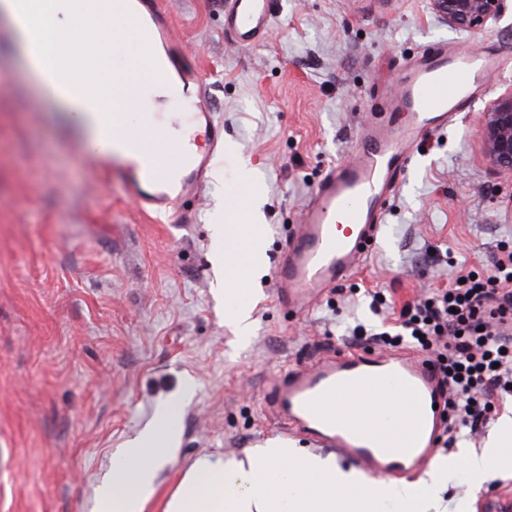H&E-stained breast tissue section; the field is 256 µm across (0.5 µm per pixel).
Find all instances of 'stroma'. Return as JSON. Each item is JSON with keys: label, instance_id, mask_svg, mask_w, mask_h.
I'll return each instance as SVG.
<instances>
[{"label": "stroma", "instance_id": "obj_1", "mask_svg": "<svg viewBox=\"0 0 512 512\" xmlns=\"http://www.w3.org/2000/svg\"><path fill=\"white\" fill-rule=\"evenodd\" d=\"M226 0H164L183 63L200 68L224 122V150L202 193L156 219L129 195L128 166L92 160L26 70L0 21V512H95L119 448L157 407L192 388L177 460L148 512H162L200 454L244 458L279 439L268 392L288 369L358 347L348 325L378 328L386 309L467 270L490 271L512 246V177L484 161L482 114L512 90V7L480 38L449 29L425 0H273L260 43L224 33ZM495 48L497 68L471 112L425 138L385 202L382 231L349 276L296 313L275 275L304 206L330 165L349 159L371 113L432 46ZM264 248L229 276L216 254L224 206L242 178ZM249 302L240 336L229 313ZM433 512H512V472L474 488L455 470Z\"/></svg>", "mask_w": 512, "mask_h": 512}]
</instances>
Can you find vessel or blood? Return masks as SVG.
<instances>
[{
    "mask_svg": "<svg viewBox=\"0 0 512 512\" xmlns=\"http://www.w3.org/2000/svg\"><path fill=\"white\" fill-rule=\"evenodd\" d=\"M125 5V34L141 39L142 52L129 69L114 74V109L103 113L102 131L108 138L124 129L121 143L136 158L128 175L130 194L141 210L165 214L207 184L211 160L224 148V124L204 99L201 75L177 63V42L162 0H125ZM270 19V0H227L224 31L239 44L251 45L262 39ZM494 69L491 52L471 55L440 46L409 65L399 93L386 104L388 119L366 122L353 155L329 168L312 192L277 265L276 276L286 286L283 304L302 311L322 290L349 275L377 239L384 202L419 142L476 103ZM147 75L179 89L191 109L190 127L204 136L208 150L191 153L183 141L169 138L161 113H142L137 126L129 122L123 110L129 84ZM391 385L418 408L411 427L376 423L381 405L367 413L361 408L364 399ZM444 401L427 360L371 358L354 351L309 370L289 371L272 395L283 424L306 431L321 447L336 449L366 473L387 478L410 475L430 460Z\"/></svg>",
    "mask_w": 512,
    "mask_h": 512,
    "instance_id": "vessel-or-blood-1",
    "label": "vessel or blood"
}]
</instances>
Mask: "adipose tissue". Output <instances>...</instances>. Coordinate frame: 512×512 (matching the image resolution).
I'll use <instances>...</instances> for the list:
<instances>
[{"instance_id":"obj_1","label":"adipose tissue","mask_w":512,"mask_h":512,"mask_svg":"<svg viewBox=\"0 0 512 512\" xmlns=\"http://www.w3.org/2000/svg\"><path fill=\"white\" fill-rule=\"evenodd\" d=\"M117 0H0V15L41 89L64 112L87 148L100 144L101 112L111 104L112 75L99 71L102 95L86 91L72 57L94 38L79 28L82 15L109 19ZM222 257L227 268L250 263L261 239L240 224L238 203L227 206ZM182 398L163 403L154 419L115 456L109 479L97 492L98 512H146L162 472L175 461ZM512 466V418L502 417L485 448L459 458H439L417 480L392 485L333 458L314 455L271 441L254 449L248 461L197 457L167 497L163 512H381L396 500L401 512H424L449 470L461 468L475 486L497 470Z\"/></svg>"}]
</instances>
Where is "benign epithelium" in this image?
<instances>
[{"mask_svg":"<svg viewBox=\"0 0 512 512\" xmlns=\"http://www.w3.org/2000/svg\"><path fill=\"white\" fill-rule=\"evenodd\" d=\"M508 0H428V9L448 28L483 34L504 12ZM481 151L498 173L512 176V91L498 96L483 112Z\"/></svg>","mask_w":512,"mask_h":512,"instance_id":"benign-epithelium-1","label":"benign epithelium"}]
</instances>
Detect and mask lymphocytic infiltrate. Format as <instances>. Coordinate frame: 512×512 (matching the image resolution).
<instances>
[{
    "instance_id": "obj_1",
    "label": "lymphocytic infiltrate",
    "mask_w": 512,
    "mask_h": 512,
    "mask_svg": "<svg viewBox=\"0 0 512 512\" xmlns=\"http://www.w3.org/2000/svg\"><path fill=\"white\" fill-rule=\"evenodd\" d=\"M389 317L380 341L414 345L438 370L451 438L473 434L512 395V249L490 274L469 271Z\"/></svg>"
}]
</instances>
